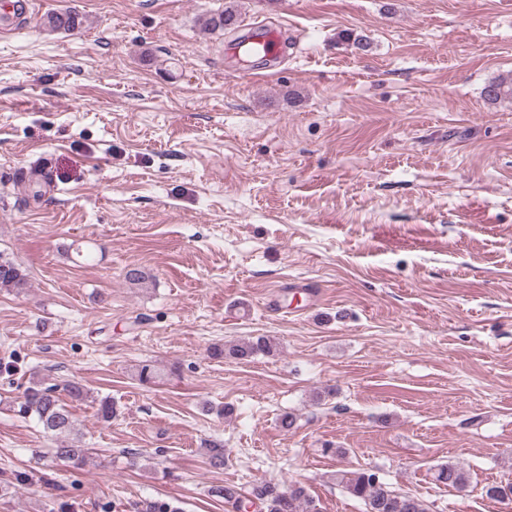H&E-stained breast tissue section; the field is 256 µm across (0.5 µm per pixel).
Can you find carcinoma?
<instances>
[{"label":"carcinoma","instance_id":"1","mask_svg":"<svg viewBox=\"0 0 512 512\" xmlns=\"http://www.w3.org/2000/svg\"><path fill=\"white\" fill-rule=\"evenodd\" d=\"M239 19L238 10L230 0L224 5V9L206 15L202 19V25L209 30H233L237 27ZM78 25L79 17L70 10L55 13L48 18V26L53 30L70 31L76 29ZM483 96L491 104L511 101L512 74L501 75L489 81L483 88ZM27 285L25 271L13 261L0 257V289L19 292ZM274 351L275 344L271 340L258 336L248 341L215 347L212 356L247 360L259 354L270 355ZM20 413L34 418L44 432L60 439V445L55 449L57 459L76 465L85 460L86 449L76 444L74 440H67L74 431V424L70 411L57 394V386H47L40 381L31 382L24 392ZM204 448L211 467H224V448L221 444L211 441L204 444ZM335 479L350 496L364 503L366 512H428V507L422 499L390 489L383 478L373 470L338 472ZM435 479L455 490H463L469 484L467 471L452 463L440 467ZM215 494L224 498V502L232 505L237 512H249L253 507L258 508V512H317L316 505L305 489L296 485L264 481L244 490L228 484L215 489Z\"/></svg>","mask_w":512,"mask_h":512}]
</instances>
